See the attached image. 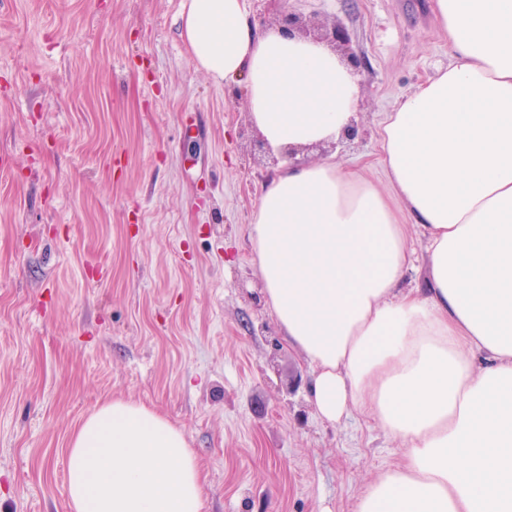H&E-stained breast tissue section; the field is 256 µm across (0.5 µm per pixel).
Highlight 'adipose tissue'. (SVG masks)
<instances>
[{
  "mask_svg": "<svg viewBox=\"0 0 512 512\" xmlns=\"http://www.w3.org/2000/svg\"><path fill=\"white\" fill-rule=\"evenodd\" d=\"M433 10L448 64L379 123L393 195L330 159L278 167L252 213L255 272L318 416L360 414L405 450L356 512H512V0ZM179 20L195 65L242 83L271 152L355 120L360 78L326 43L259 28L247 0H185ZM419 262L424 287H405ZM68 460L72 512H205L185 432L143 403L99 406Z\"/></svg>",
  "mask_w": 512,
  "mask_h": 512,
  "instance_id": "ef3b65f1",
  "label": "adipose tissue"
}]
</instances>
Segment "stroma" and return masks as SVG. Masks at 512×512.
<instances>
[{
	"instance_id": "stroma-1",
	"label": "stroma",
	"mask_w": 512,
	"mask_h": 512,
	"mask_svg": "<svg viewBox=\"0 0 512 512\" xmlns=\"http://www.w3.org/2000/svg\"><path fill=\"white\" fill-rule=\"evenodd\" d=\"M182 2L0 0V512H71L69 437L112 399L185 431L206 512H355L402 460L308 399L252 262L277 164L242 87L196 68ZM247 4L349 29L362 134L337 162L386 184L383 112L448 62L432 0Z\"/></svg>"
}]
</instances>
